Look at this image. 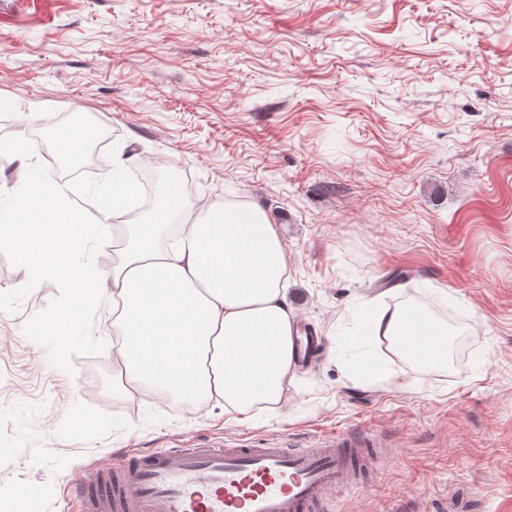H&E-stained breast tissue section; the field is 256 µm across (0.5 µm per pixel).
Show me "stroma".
<instances>
[{
  "mask_svg": "<svg viewBox=\"0 0 512 512\" xmlns=\"http://www.w3.org/2000/svg\"><path fill=\"white\" fill-rule=\"evenodd\" d=\"M0 189L67 188L96 220L115 149L134 211L146 172L193 209L230 199L274 219L297 318L324 339L261 422L226 420L112 376V305L77 309L0 251V512H64L85 466L152 448L311 445L372 433L330 512H512V0H0ZM85 111L102 145L80 174L56 132ZM395 268L397 293L377 282ZM432 298L468 344L422 375L365 334L363 300ZM410 389H400V382Z\"/></svg>",
  "mask_w": 512,
  "mask_h": 512,
  "instance_id": "35a3bbf8",
  "label": "stroma"
}]
</instances>
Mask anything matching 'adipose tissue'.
I'll return each instance as SVG.
<instances>
[{
  "label": "adipose tissue",
  "instance_id": "obj_1",
  "mask_svg": "<svg viewBox=\"0 0 512 512\" xmlns=\"http://www.w3.org/2000/svg\"><path fill=\"white\" fill-rule=\"evenodd\" d=\"M129 191L114 181L100 199V223L90 225L65 207L62 185L32 181L25 197L0 204V250L72 288V302L54 316L57 330L71 331L74 306L94 309L111 298L112 372L121 390L214 401L240 424L277 409L299 366L288 251L267 210L228 204L196 216L173 182L130 227L111 270L82 261L88 236L108 237V220ZM366 330L424 373L448 363L447 327L417 308L370 299Z\"/></svg>",
  "mask_w": 512,
  "mask_h": 512
}]
</instances>
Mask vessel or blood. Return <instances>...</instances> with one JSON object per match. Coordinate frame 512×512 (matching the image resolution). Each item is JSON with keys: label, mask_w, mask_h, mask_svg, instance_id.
<instances>
[{"label": "vessel or blood", "mask_w": 512, "mask_h": 512, "mask_svg": "<svg viewBox=\"0 0 512 512\" xmlns=\"http://www.w3.org/2000/svg\"><path fill=\"white\" fill-rule=\"evenodd\" d=\"M359 436L336 430L308 448H165L85 471L76 512H325L352 470Z\"/></svg>", "instance_id": "1"}]
</instances>
